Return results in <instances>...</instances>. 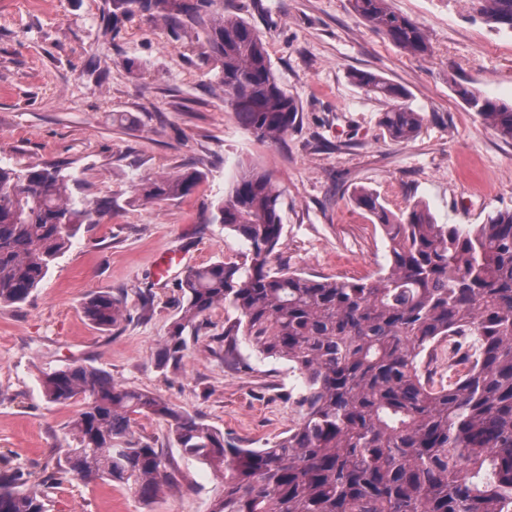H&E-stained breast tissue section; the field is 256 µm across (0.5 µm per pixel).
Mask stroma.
<instances>
[{"label":"stroma","instance_id":"35a3bbf8","mask_svg":"<svg viewBox=\"0 0 512 512\" xmlns=\"http://www.w3.org/2000/svg\"><path fill=\"white\" fill-rule=\"evenodd\" d=\"M418 21L432 46L405 54L348 0H224L261 35L283 87L300 104L296 125L260 142L224 104L220 74L191 28L147 11L106 26L110 0H0V164L57 163L78 197H108L112 214L81 228L27 302L0 306V459L40 479L74 447L82 403H48L44 374L80 362L154 393L246 448L287 436L301 419L302 378L287 361L239 341L224 361V309L188 338L179 368L163 366L178 315V281L154 276L159 255L187 267L234 259L246 241L214 221L241 167L269 172L283 192L277 264L338 278L376 275L389 261L376 219L352 202L380 194L390 211L428 206L437 223L480 224L512 208V140L484 125L456 95L463 84L512 102V31L471 16L468 0H389ZM365 71L404 87L421 112L419 135L389 139L379 124L391 100L352 82ZM203 177L187 196L144 201L146 181L187 169ZM121 296L108 330L86 320L87 296ZM134 441L163 449L176 485L151 502L133 487L67 480L47 488L48 512H211L219 480L184 458L167 422L138 417Z\"/></svg>","mask_w":512,"mask_h":512}]
</instances>
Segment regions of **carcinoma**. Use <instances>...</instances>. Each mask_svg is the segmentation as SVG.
Instances as JSON below:
<instances>
[{
  "instance_id": "1",
  "label": "carcinoma",
  "mask_w": 512,
  "mask_h": 512,
  "mask_svg": "<svg viewBox=\"0 0 512 512\" xmlns=\"http://www.w3.org/2000/svg\"><path fill=\"white\" fill-rule=\"evenodd\" d=\"M174 27H198L219 68L224 102L259 141L292 128L299 114L273 70L265 44L224 0H143ZM474 16L512 30V0H469ZM352 11L399 49L425 56L417 22L388 0H350ZM352 81L378 97L406 92L361 71ZM484 124L512 139V105L457 86ZM423 117L408 107L381 114L393 141L416 137ZM201 174L143 184L150 201L180 198ZM282 191L262 169L240 171L216 219L247 241L233 261L186 271L182 302L163 349L177 366L185 336L222 305L224 361L236 363L242 336L262 355L299 371L305 393L299 424L264 448H242L161 397L116 384L107 372L73 363L41 380L47 402L84 404L71 423L76 447L41 486L19 467L0 469V512H46L43 487L72 477L133 485L149 501L175 486L162 453L131 444L136 417L174 426L183 454L206 465L221 488L211 512H512V210L482 224H438L423 205L393 214L359 190L358 207L380 221L389 266L374 279L319 277L270 266L281 245ZM112 214V198L77 199L57 164L0 165V305L26 302L85 224ZM85 317L107 330L124 318L123 300L95 293ZM472 336L465 371L435 385L423 356L448 338Z\"/></svg>"
}]
</instances>
